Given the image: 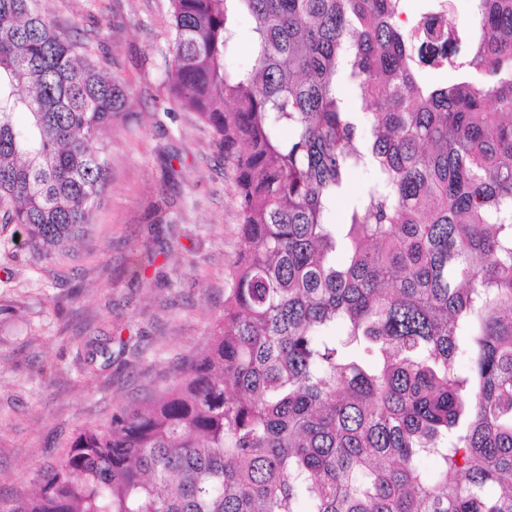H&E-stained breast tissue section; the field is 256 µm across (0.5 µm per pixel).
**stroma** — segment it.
Instances as JSON below:
<instances>
[{"label":"stroma","instance_id":"obj_1","mask_svg":"<svg viewBox=\"0 0 512 512\" xmlns=\"http://www.w3.org/2000/svg\"><path fill=\"white\" fill-rule=\"evenodd\" d=\"M49 6L130 95L103 134L110 184L89 236L73 246L77 260L0 256V506L30 492L77 429L170 382L222 313L240 248L224 156L210 129L170 103L160 84L168 0ZM168 161L178 179H163ZM157 198L169 205L168 222L148 209ZM149 252L154 263L133 279L129 258Z\"/></svg>","mask_w":512,"mask_h":512}]
</instances>
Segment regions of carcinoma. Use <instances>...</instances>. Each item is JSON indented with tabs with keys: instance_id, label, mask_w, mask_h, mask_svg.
<instances>
[{
	"instance_id": "obj_1",
	"label": "carcinoma",
	"mask_w": 512,
	"mask_h": 512,
	"mask_svg": "<svg viewBox=\"0 0 512 512\" xmlns=\"http://www.w3.org/2000/svg\"><path fill=\"white\" fill-rule=\"evenodd\" d=\"M407 2L169 0L163 88L235 186L224 310L170 385L0 512H512V0L462 25ZM127 101L48 0H0V207L30 259L90 232ZM251 29L247 21H242L238 30V37L235 45L230 51L227 62L229 66H243L249 61L251 46ZM370 178L371 172L369 170H362L355 175L349 190L336 201V224L340 222L341 215L360 199L364 186Z\"/></svg>"
}]
</instances>
